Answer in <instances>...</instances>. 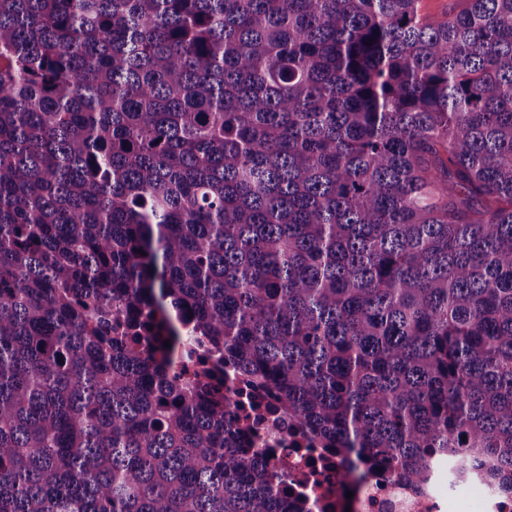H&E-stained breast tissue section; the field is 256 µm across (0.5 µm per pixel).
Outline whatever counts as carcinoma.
Wrapping results in <instances>:
<instances>
[{
  "instance_id": "obj_1",
  "label": "carcinoma",
  "mask_w": 512,
  "mask_h": 512,
  "mask_svg": "<svg viewBox=\"0 0 512 512\" xmlns=\"http://www.w3.org/2000/svg\"><path fill=\"white\" fill-rule=\"evenodd\" d=\"M460 2L0 0V512H307L164 310L512 494V0Z\"/></svg>"
}]
</instances>
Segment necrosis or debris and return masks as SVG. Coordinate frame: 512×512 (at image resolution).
I'll use <instances>...</instances> for the list:
<instances>
[{
  "instance_id": "obj_1",
  "label": "necrosis or debris",
  "mask_w": 512,
  "mask_h": 512,
  "mask_svg": "<svg viewBox=\"0 0 512 512\" xmlns=\"http://www.w3.org/2000/svg\"><path fill=\"white\" fill-rule=\"evenodd\" d=\"M246 424L249 447L262 450L289 486L307 492L311 512H453L456 506L448 488L462 486L463 480L447 465L416 489L382 466L347 484L341 480L340 458L319 448L281 412L258 409Z\"/></svg>"
}]
</instances>
